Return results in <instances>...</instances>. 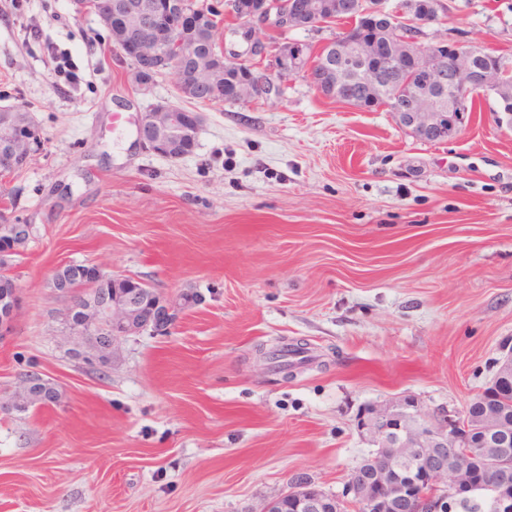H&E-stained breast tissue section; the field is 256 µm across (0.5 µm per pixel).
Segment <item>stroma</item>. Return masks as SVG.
Listing matches in <instances>:
<instances>
[{"label": "stroma", "mask_w": 512, "mask_h": 512, "mask_svg": "<svg viewBox=\"0 0 512 512\" xmlns=\"http://www.w3.org/2000/svg\"><path fill=\"white\" fill-rule=\"evenodd\" d=\"M349 25L236 50L263 72L278 47ZM421 30L512 54V0H439ZM132 70L71 0H0V106L43 137L0 182V215L32 227L0 394L31 374L60 394L0 414V512H262L302 482L339 496L372 451L363 407L458 412L490 385L512 351V122L493 100L429 142L293 76L278 95L185 102L198 146L172 160L136 127L176 78L144 88ZM63 263L198 301L97 370L49 286ZM300 342L287 369L266 357Z\"/></svg>", "instance_id": "1"}]
</instances>
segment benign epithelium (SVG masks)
<instances>
[{
    "label": "benign epithelium",
    "mask_w": 512,
    "mask_h": 512,
    "mask_svg": "<svg viewBox=\"0 0 512 512\" xmlns=\"http://www.w3.org/2000/svg\"><path fill=\"white\" fill-rule=\"evenodd\" d=\"M80 13L92 7L112 42L133 62V76L142 87L155 76L172 72L176 91L185 100L194 91L215 89L224 80L223 44L208 48L200 36L205 6L193 0H73ZM329 0H232L238 19L231 36L246 44V51L265 53L257 28L287 31L314 28L330 12ZM366 22L355 40H339L338 59L317 68L307 56L304 43L289 42L279 47L274 70L255 76H237L226 102H240L256 95L279 94L281 84L300 75L318 91L331 84L342 85L347 63H357V77L365 85L377 84L385 71L423 73L429 78V92L412 90L415 107L401 111L395 103L392 113L408 132L424 139H448L466 123V104L472 88L480 86L501 101L512 100V80L500 71L475 67L477 52L468 45L448 44V67H443L438 45H425L421 36L406 35L394 42L381 34L376 23L387 15L379 2L361 11ZM455 86L448 100L442 91ZM202 115L169 102H159L138 121V137L157 154L179 159L183 147L198 141ZM42 145L38 125L23 115L19 106L0 108V177L27 165ZM31 225L0 222V268L12 265L30 239ZM50 286L70 298L64 318L69 327L91 338L96 354L86 357L92 366L106 368L112 362L113 346L145 332L167 331L175 310L191 303L190 297H169L140 280L109 275L93 264L69 263L58 266ZM20 307V286L0 292V336L13 329ZM57 389L49 381L29 375L21 390L0 397V413H21L30 407L57 403ZM461 412L430 414L412 395H404L386 406H367L357 418V428L373 446L372 487L349 477L345 498L326 494L309 483L270 502L263 512H344L352 505L358 512H394L401 501L413 504V512H452L456 497L463 495L492 474L497 475L496 512H512V473L502 468L497 454L485 451L473 461L465 450L466 428Z\"/></svg>",
    "instance_id": "benign-epithelium-1"
}]
</instances>
